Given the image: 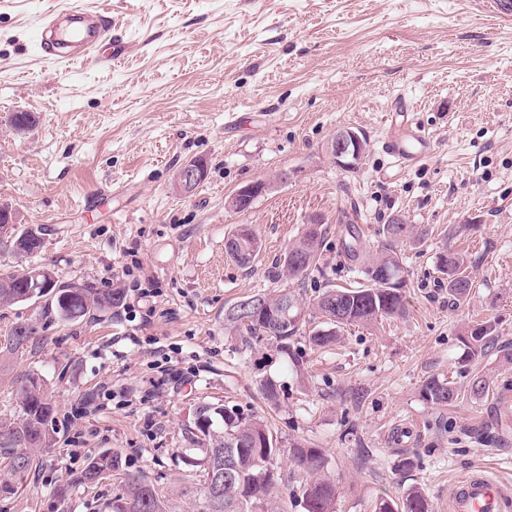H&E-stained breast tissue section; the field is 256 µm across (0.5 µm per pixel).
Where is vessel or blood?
Listing matches in <instances>:
<instances>
[{
	"label": "vessel or blood",
	"instance_id": "obj_1",
	"mask_svg": "<svg viewBox=\"0 0 512 512\" xmlns=\"http://www.w3.org/2000/svg\"><path fill=\"white\" fill-rule=\"evenodd\" d=\"M40 44L48 58L60 62L92 58L97 64L112 66L128 54L123 35L111 31L108 10L88 9L79 2L45 17ZM392 107L401 122L387 135L384 147L397 162L408 166L426 150L428 139L410 120L411 107L405 97L394 98ZM508 500L511 498L498 482L475 471L454 484L450 509L451 512H505Z\"/></svg>",
	"mask_w": 512,
	"mask_h": 512
}]
</instances>
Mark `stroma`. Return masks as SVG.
Listing matches in <instances>:
<instances>
[{"label": "stroma", "instance_id": "1", "mask_svg": "<svg viewBox=\"0 0 512 512\" xmlns=\"http://www.w3.org/2000/svg\"><path fill=\"white\" fill-rule=\"evenodd\" d=\"M108 1L131 51L104 69L38 51L45 13L71 0H0V205L43 238L25 259L0 249V273L44 266L126 294L124 307L69 321L0 305V342L13 322L35 329L0 366V416L18 413L35 373L56 430L36 470L0 491V512H61L56 489L106 449L188 512L196 480L179 455L200 401L264 420L282 448L321 449L336 512H374L414 488L448 512L454 480L480 468L512 494V16L494 0ZM400 94L431 138L406 167L383 149ZM16 112L36 127L17 133ZM341 128L369 143L351 171L325 152ZM191 160L208 174L183 196L174 179ZM257 180L273 187L251 210L226 209ZM315 215L322 268L289 277L284 256ZM395 217L429 231L394 246L404 316L346 327L322 349L298 335L285 352L225 324V308L258 293L307 299L361 280L350 247L380 254ZM242 225L261 246L247 268L224 252ZM446 248L473 263L460 304L436 269ZM487 318L497 338L471 358L461 338ZM168 367L185 383L151 393ZM476 376L481 397L467 393ZM430 378L463 398L427 404Z\"/></svg>", "mask_w": 512, "mask_h": 512}]
</instances>
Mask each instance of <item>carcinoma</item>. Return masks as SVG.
Instances as JSON below:
<instances>
[{"label": "carcinoma", "mask_w": 512, "mask_h": 512, "mask_svg": "<svg viewBox=\"0 0 512 512\" xmlns=\"http://www.w3.org/2000/svg\"><path fill=\"white\" fill-rule=\"evenodd\" d=\"M382 233L391 242H401L411 238L413 229L409 224H386ZM321 245V225L306 228L284 256L283 267L288 275L305 277L317 269ZM224 251L237 264L247 266L256 257L259 245L252 234L244 235L237 230L225 239ZM470 264V259L457 252L445 250L437 257L438 271L448 275V297L457 303L465 300L474 288ZM398 267L397 254L389 250L362 264L364 281L357 286H332L308 301L285 288L273 294L263 293L259 298L272 308L288 301L299 308L315 311L326 320L328 328L310 330L308 339L314 347L324 348L335 343L338 332L347 325H366L403 315L404 281L389 275ZM29 291L26 269L0 273V304L27 302L31 300ZM43 297L46 298L43 313L53 312L61 319H72L120 307L125 291L122 288L100 290L76 283H55L46 290L35 289L34 298ZM245 304L246 301L241 300L229 306L224 312V321L252 340L274 338L281 341L285 349L288 339L300 333L306 324L302 320L280 329L270 315L264 313L244 322L235 315V309ZM33 333L30 324L13 323L6 342L0 344V354H15L19 345L29 343ZM493 333V325L488 321L472 326L463 336L469 354L474 357L485 354L493 343ZM17 395L22 411L20 417L0 418V464L19 482L37 466L38 452L53 445L54 430L49 426L53 405L41 378H26ZM419 395L428 404L448 406L460 398L461 391L449 382L431 378L421 386ZM194 412L210 417L211 423L201 439L191 428H186L190 448L185 454L193 459L188 467L199 477L192 512H257L265 508V501L274 489V483L266 480L265 472L280 459L282 448L278 437L262 421L249 419L233 407L223 409L201 401ZM289 460L306 512H335L336 483L322 475L325 468L322 451L296 444L290 449ZM121 466V456L109 449L87 460L79 476L56 490L63 512H69L72 488H91L111 477ZM104 509L105 512H171L166 495L150 481L133 474L122 480L119 496L105 503ZM375 512H429V505L423 492L415 490L400 501L391 497L380 499Z\"/></svg>", "instance_id": "carcinoma-1"}]
</instances>
